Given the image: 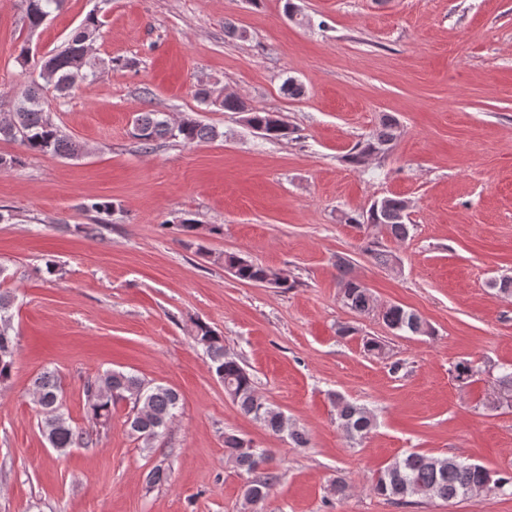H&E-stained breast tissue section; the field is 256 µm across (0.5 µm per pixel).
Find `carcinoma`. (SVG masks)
I'll list each match as a JSON object with an SVG mask.
<instances>
[{"mask_svg":"<svg viewBox=\"0 0 512 512\" xmlns=\"http://www.w3.org/2000/svg\"><path fill=\"white\" fill-rule=\"evenodd\" d=\"M23 4L29 28L37 29L47 17L62 8L64 0H23ZM100 29L98 16L88 15L60 50L40 60L39 78L42 83L33 81L21 93L9 118L0 121V139L18 140L31 152L62 158H78L85 153L84 146L52 120L45 94L53 90L64 95L75 87L77 80L92 81L96 78L98 63L92 49ZM196 97L201 103L217 105L226 112L244 113L247 125L264 139H283L294 133L276 113L256 111L236 95L227 94L217 103L209 98L207 90L201 89L196 91ZM397 128L393 117H382L377 129L353 147L348 162L362 168L375 156L378 147L383 145L385 150H390L397 139ZM219 136L220 133L212 126L192 118L176 121L166 112H140L132 123V137L145 150L153 148L160 140L191 145ZM405 205L406 200L400 197H385L373 203L366 212L344 215V222L359 230L376 226L390 237L402 241L410 236L412 230L407 215L403 213ZM364 251L379 264L386 265L394 260L392 252L375 238L367 240ZM224 265L244 282L271 288L291 287L286 278L272 269L235 254L224 255ZM336 268L340 274L341 299L350 310L358 314L377 310L385 324L394 331L414 336L433 334L432 327L413 311L395 304L377 309L369 288L350 276L348 261L337 259ZM15 300L16 295L11 291L0 290V384L11 378L15 365V343L11 334V309ZM195 340L204 348L212 371L224 383L225 393L242 414L273 434L286 436L298 447L308 444L304 431L290 424L283 412L258 395L249 372L224 349L223 336L209 325L198 322ZM33 395L40 408V430L52 448L64 452L69 448L93 444L92 432L78 431L70 424L53 371H43L35 378ZM85 396L88 419L95 425L109 422L115 402L132 401V413L126 424L147 447L173 422L180 406V394L175 389L152 385L135 374L115 369L87 381ZM332 400L339 426L350 438L364 439L376 427V418L366 406L340 393L333 394ZM224 455L227 462L248 473L264 469L273 460L271 450L255 448L251 441L234 433L224 434ZM275 479L276 475L267 471L264 476L252 480L245 489V507L251 512H258V505L266 498ZM482 485L490 486L503 495H512V476L495 478L486 467L456 456L409 452L394 458L378 471L373 490L400 502L419 494L451 502L466 497L468 492Z\"/></svg>","mask_w":512,"mask_h":512,"instance_id":"obj_1","label":"carcinoma"}]
</instances>
